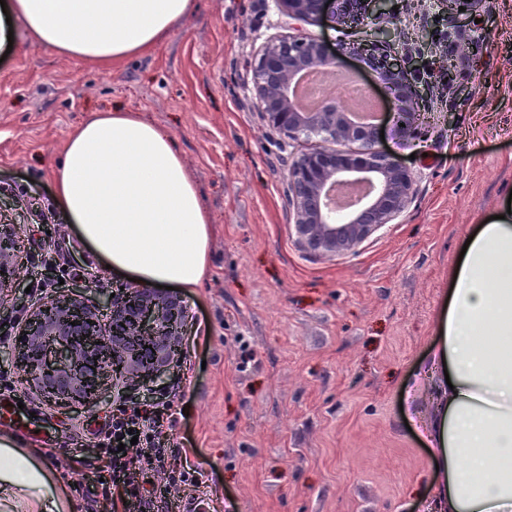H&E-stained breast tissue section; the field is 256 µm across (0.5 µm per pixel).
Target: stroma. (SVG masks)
<instances>
[{
    "instance_id": "1",
    "label": "stroma",
    "mask_w": 512,
    "mask_h": 512,
    "mask_svg": "<svg viewBox=\"0 0 512 512\" xmlns=\"http://www.w3.org/2000/svg\"><path fill=\"white\" fill-rule=\"evenodd\" d=\"M478 17L459 45L433 0L402 10L406 31L433 37L416 67L428 88L421 142H384L413 170V198L333 258L299 243L285 193L289 162L318 142L270 131L250 91L249 59L288 31L275 0H196L160 45L109 71L15 26L0 62V224L21 239L26 302L88 275L93 299L130 285L62 211L40 221L63 147L93 114L132 111L169 133L201 193L210 265L183 299L202 333L185 336L164 386L182 409L170 446L208 477L205 512H422L423 492L442 482L421 436L433 415L422 370L440 346L459 247L512 188V0ZM444 49L464 59L448 94L426 72ZM236 336L254 368L239 370ZM19 393L31 411L0 413V433L42 450L63 512H109L66 473L111 406L63 413Z\"/></svg>"
}]
</instances>
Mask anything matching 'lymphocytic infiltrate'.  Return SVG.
<instances>
[{
    "mask_svg": "<svg viewBox=\"0 0 512 512\" xmlns=\"http://www.w3.org/2000/svg\"><path fill=\"white\" fill-rule=\"evenodd\" d=\"M175 402L159 400L139 408L113 409L78 473V487H91L95 500L112 512H155L171 488L205 487V473L188 459L173 455L164 427L175 420ZM160 484H152V477Z\"/></svg>",
    "mask_w": 512,
    "mask_h": 512,
    "instance_id": "f902f5d3",
    "label": "lymphocytic infiltrate"
}]
</instances>
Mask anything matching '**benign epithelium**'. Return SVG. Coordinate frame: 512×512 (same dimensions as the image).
I'll return each mask as SVG.
<instances>
[{
    "instance_id": "1",
    "label": "benign epithelium",
    "mask_w": 512,
    "mask_h": 512,
    "mask_svg": "<svg viewBox=\"0 0 512 512\" xmlns=\"http://www.w3.org/2000/svg\"><path fill=\"white\" fill-rule=\"evenodd\" d=\"M490 0H448V16L469 13ZM294 33L265 43L250 62L252 91L268 127L290 140L299 137L348 144L347 151L315 147L288 166L286 195L292 224L303 246L324 258L355 251L367 238L404 212L414 191V173L379 145V121L358 126L333 101L314 112L292 102L299 72L308 67L330 73L335 58L356 59L373 72L385 101L395 139L420 134L423 97L409 64L416 47L401 35L393 0H278ZM344 34L332 46L306 37L308 27ZM375 182L377 193L357 202L345 221L326 215L341 184ZM21 242L8 224L0 225V298L18 287L16 264ZM20 345L16 368L26 386L48 405L71 410L95 405L120 379L129 389L157 383L180 360L187 306L180 294L130 287L99 303L85 299L78 285L30 307L20 303Z\"/></svg>"
}]
</instances>
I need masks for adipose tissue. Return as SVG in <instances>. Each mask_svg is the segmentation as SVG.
<instances>
[{"label": "adipose tissue", "mask_w": 512, "mask_h": 512, "mask_svg": "<svg viewBox=\"0 0 512 512\" xmlns=\"http://www.w3.org/2000/svg\"><path fill=\"white\" fill-rule=\"evenodd\" d=\"M193 0H8L0 17L97 66L144 54L193 9ZM57 202L83 242L140 286L197 287L209 265L211 225L170 137L132 112L95 115L71 135L55 176ZM450 277L435 354L450 380L436 387L426 441L444 479L429 512H512V213L472 230ZM495 336L491 347L475 330ZM35 449L0 436V500L27 495L37 512H62Z\"/></svg>", "instance_id": "obj_1"}]
</instances>
